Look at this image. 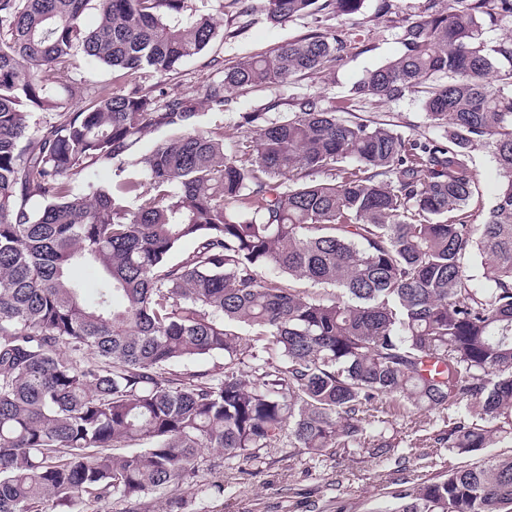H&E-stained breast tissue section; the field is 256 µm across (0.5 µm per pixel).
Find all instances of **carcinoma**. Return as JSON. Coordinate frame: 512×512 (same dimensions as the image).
Here are the masks:
<instances>
[{"label": "carcinoma", "instance_id": "cac0c4a2", "mask_svg": "<svg viewBox=\"0 0 512 512\" xmlns=\"http://www.w3.org/2000/svg\"><path fill=\"white\" fill-rule=\"evenodd\" d=\"M265 2L285 23L364 0ZM441 2L404 20L400 54L353 88L421 94L440 136L293 97L272 120L240 113L227 152L192 96L100 84L80 105L65 80L84 59L133 78L200 54L217 28L188 0H0V512L188 484L206 448L386 454V427L364 423L397 396L448 411L435 446L482 463L399 491L396 512H512V456L488 454L512 444V34L484 39L512 23V0ZM346 48L313 31L226 68L204 98L221 109L226 90L318 76ZM151 131L164 138L126 170ZM487 147L502 187L474 214ZM112 167L123 177L73 192ZM78 265L101 284L92 301ZM301 281L338 295L306 297ZM214 355L222 377L171 373Z\"/></svg>", "mask_w": 512, "mask_h": 512}]
</instances>
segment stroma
<instances>
[{"label": "stroma", "mask_w": 512, "mask_h": 512, "mask_svg": "<svg viewBox=\"0 0 512 512\" xmlns=\"http://www.w3.org/2000/svg\"><path fill=\"white\" fill-rule=\"evenodd\" d=\"M379 4L380 0H364L355 15L301 16L275 24L268 19L263 0H189L196 14L213 19L216 37L176 71L165 75L147 71L139 82L168 97L197 96L207 86L221 83L225 67L232 62L321 28L348 36L345 62L322 78L297 75L282 84L225 92L223 110H209L205 124L223 126L226 148H234L243 138L237 125L239 113L274 115L285 111L288 99L294 97L322 98L338 112L389 122L416 138L437 136L425 117L420 95L382 102L353 97V86L366 72L399 51L400 19L421 14L428 0H394V12L387 16L379 14ZM379 417L396 442L395 449L381 457L341 448L320 455L292 454L277 445L260 450L253 462L221 461L200 471L188 485L136 501L117 495L100 501L83 497L67 512H394L395 491L469 465V458L447 449L419 447V440L442 427V413L412 410L398 399L387 398L379 405ZM217 484L223 486V494L214 493Z\"/></svg>", "instance_id": "obj_1"}]
</instances>
